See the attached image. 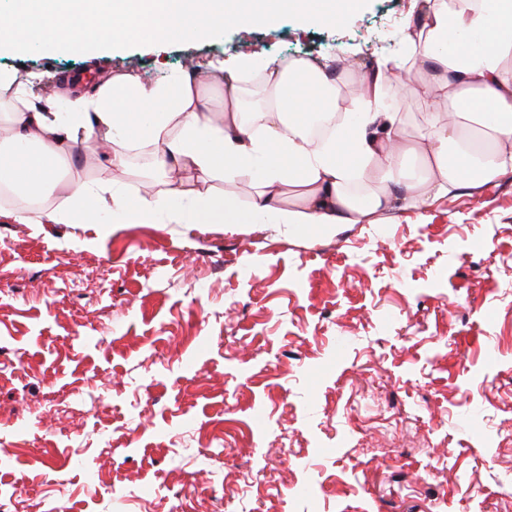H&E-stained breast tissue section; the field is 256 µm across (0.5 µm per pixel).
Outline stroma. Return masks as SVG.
Returning a JSON list of instances; mask_svg holds the SVG:
<instances>
[{"label": "stroma", "mask_w": 512, "mask_h": 512, "mask_svg": "<svg viewBox=\"0 0 512 512\" xmlns=\"http://www.w3.org/2000/svg\"><path fill=\"white\" fill-rule=\"evenodd\" d=\"M417 22L370 0L0 70L54 96L257 50L340 61L348 94L386 57L398 97ZM68 176L137 189L90 150ZM0 512H512V173L333 233L0 219Z\"/></svg>", "instance_id": "35a3bbf8"}]
</instances>
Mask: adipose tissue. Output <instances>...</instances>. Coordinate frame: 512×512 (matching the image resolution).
Wrapping results in <instances>:
<instances>
[{
  "label": "adipose tissue",
  "mask_w": 512,
  "mask_h": 512,
  "mask_svg": "<svg viewBox=\"0 0 512 512\" xmlns=\"http://www.w3.org/2000/svg\"><path fill=\"white\" fill-rule=\"evenodd\" d=\"M420 23L403 39L410 78L406 99L419 111L415 140L406 117L386 107L379 63L362 80L357 111L346 116L340 77L320 60L243 54L209 63L223 88L211 95L199 70L156 82L129 72L103 75L92 92L58 111L41 80L0 72V104L13 135L0 142V217L18 224H372L400 199L423 208L457 187H478L512 172V0H421ZM312 90L288 106L286 93ZM331 118L325 139L306 131L312 116ZM102 147L113 166L144 157L155 186L130 201L116 184L65 183L49 196L58 168L75 149ZM423 169L407 178L402 161ZM374 174L366 193L348 189L349 162ZM203 178L249 180V204L200 189ZM292 197L284 206V197Z\"/></svg>",
  "instance_id": "1"
}]
</instances>
